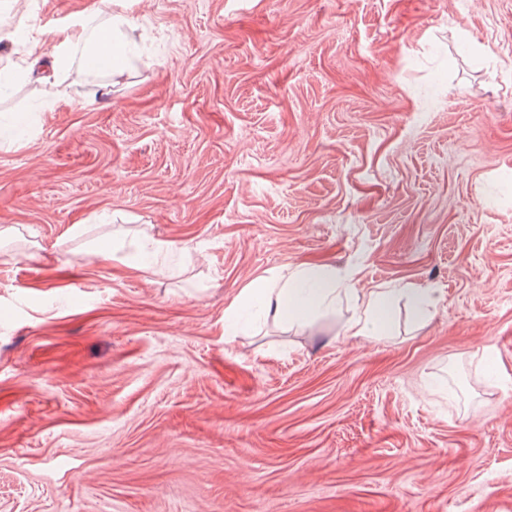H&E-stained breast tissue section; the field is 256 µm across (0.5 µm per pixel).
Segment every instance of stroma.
Returning <instances> with one entry per match:
<instances>
[{"label":"stroma","instance_id":"35a3bbf8","mask_svg":"<svg viewBox=\"0 0 512 512\" xmlns=\"http://www.w3.org/2000/svg\"><path fill=\"white\" fill-rule=\"evenodd\" d=\"M14 2L0 512H512V0H124L140 56L73 61L51 112L25 37L98 0ZM111 236L169 272L88 253ZM301 263L438 303L225 335ZM399 296L406 298L413 312L420 318L436 303V297L427 288H397L395 285L372 288L357 298L359 310L343 325V336H387Z\"/></svg>","mask_w":512,"mask_h":512}]
</instances>
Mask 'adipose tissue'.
Instances as JSON below:
<instances>
[{"label":"adipose tissue","instance_id":"ef3b65f1","mask_svg":"<svg viewBox=\"0 0 512 512\" xmlns=\"http://www.w3.org/2000/svg\"><path fill=\"white\" fill-rule=\"evenodd\" d=\"M108 6V17L102 25H93L91 18L79 20L73 27L42 32L32 40L29 48L31 62L28 76L39 82L58 85L56 101L45 103L46 111H54L57 102L67 100L63 90L64 74L73 56H80L89 64L91 72L120 74L131 64L138 53L135 43L128 40L125 32L134 28L135 18L125 10L112 8V0H101ZM171 251L169 243L150 239L138 244L135 253H127L122 241L102 239L92 246V252L125 263L136 269L155 275L164 274L159 258ZM347 283L337 281L332 270L323 266L300 264L292 272H270L252 281L241 292L238 302L225 312L224 330L232 332L242 307L254 305L267 316L283 323L305 324L320 313L335 311L340 297L350 295ZM405 297L417 316L425 314L436 303L435 296L425 288L380 286L363 293L359 298L358 312L342 327L346 336L379 338L386 336L398 297Z\"/></svg>","mask_w":512,"mask_h":512}]
</instances>
